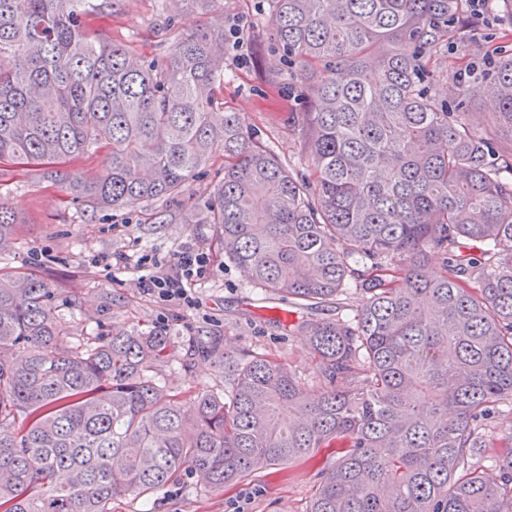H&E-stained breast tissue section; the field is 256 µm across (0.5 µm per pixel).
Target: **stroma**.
Returning <instances> with one entry per match:
<instances>
[{"label": "stroma", "mask_w": 512, "mask_h": 512, "mask_svg": "<svg viewBox=\"0 0 512 512\" xmlns=\"http://www.w3.org/2000/svg\"><path fill=\"white\" fill-rule=\"evenodd\" d=\"M161 0H111L95 25L113 41L148 59H164L175 44L212 18L182 14L166 25ZM266 0H224V108L245 116L263 143L297 175L308 168L300 152L301 135L288 124L292 112L306 111L296 73L276 79L270 67L273 45L266 22ZM501 7L491 6L474 33L471 54L448 47V64L436 73L434 90L446 95L470 61L493 62L511 49L503 39L507 25ZM224 176V159L216 157L206 174L190 182L180 196L130 200L117 211L93 210L58 186L46 183L34 167L16 165L0 182V202L18 216L12 242L0 251V274L33 275L46 282L53 301L75 334L109 336L131 331L163 330L174 340L159 375L189 406L199 391L219 389L222 375L209 358L190 357L192 343L205 338L258 351L287 362L310 393L320 390L316 360L302 336L289 334L301 313L289 301L247 287L242 272L224 260L216 225L205 217ZM207 252L211 264L198 280L195 307L165 302L137 285L135 262L148 255L169 259L182 246ZM128 255V265H96L99 255ZM336 451L325 448L309 461H295L242 477L220 490L186 475L146 497L119 494L112 512H308L318 486L317 472L334 464Z\"/></svg>", "instance_id": "stroma-1"}]
</instances>
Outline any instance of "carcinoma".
<instances>
[{
	"mask_svg": "<svg viewBox=\"0 0 512 512\" xmlns=\"http://www.w3.org/2000/svg\"><path fill=\"white\" fill-rule=\"evenodd\" d=\"M104 0H0L1 165L33 164L72 198L116 210L175 197L216 153L224 179L205 223L253 288L356 310L297 325L317 363L310 398L292 367L216 342L194 351L224 390L184 412L156 382L171 338L86 341L37 277H0V512H110L181 473L220 489L338 448L309 512H512V52L442 98L429 90L462 0H272L268 24L308 101L288 113L309 167L296 177L238 112L218 111L224 27L146 60L90 20ZM212 15L223 0H163ZM102 147L99 175L63 174ZM17 217L0 202V249ZM35 344L36 353L16 350ZM506 448L496 474L473 462Z\"/></svg>",
	"mask_w": 512,
	"mask_h": 512,
	"instance_id": "cac0c4a2",
	"label": "carcinoma"
}]
</instances>
